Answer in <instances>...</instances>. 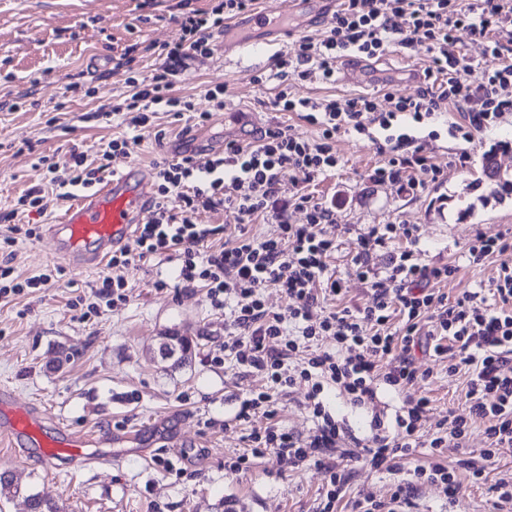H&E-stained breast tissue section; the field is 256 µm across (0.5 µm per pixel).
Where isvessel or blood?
<instances>
[{"label": "vessel or blood", "mask_w": 512, "mask_h": 512, "mask_svg": "<svg viewBox=\"0 0 512 512\" xmlns=\"http://www.w3.org/2000/svg\"><path fill=\"white\" fill-rule=\"evenodd\" d=\"M335 6L336 0H288L286 14L260 12L256 18L292 37L312 21L328 18ZM154 191L153 173L140 167L133 173L113 174L94 191L80 195L58 223L47 227L56 254L79 267L94 265L131 238L133 226L152 205ZM0 436L18 446L21 453L36 451L50 469L65 460H81L89 443L86 436L47 424L34 409L17 406L6 390L0 392Z\"/></svg>", "instance_id": "b4317fda"}]
</instances>
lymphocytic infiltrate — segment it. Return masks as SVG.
<instances>
[{
    "label": "lymphocytic infiltrate",
    "instance_id": "1",
    "mask_svg": "<svg viewBox=\"0 0 512 512\" xmlns=\"http://www.w3.org/2000/svg\"><path fill=\"white\" fill-rule=\"evenodd\" d=\"M255 3L219 0L200 10L190 0H177L179 41L162 45L152 76L126 78L125 97L99 107L100 116L131 131L150 125L159 111L188 112L194 121H208L211 112H195L192 100L174 96L175 79L186 60L211 54L214 38L229 20L252 11ZM460 29L499 60L475 85L464 78L473 61L456 36ZM422 44L431 57L416 96L388 91L317 99L296 91L297 83L308 80L335 82L337 64L345 56L374 59L393 45L411 49ZM275 77L277 110L315 126L316 137L300 138L277 122L253 139L225 143L220 157L186 154L154 161L157 190L150 218L136 227L135 249L113 250L112 273L96 283L93 294L108 304L125 300V272L135 260L175 263L181 283H204L211 306L225 310V357L262 380L261 388L242 401L237 417H257L263 424L252 430L249 453L235 456L231 470H250L253 459L272 454L289 468L308 463L325 471L327 485L313 512H336L343 501L350 512H412L419 483L457 495L461 481L456 469L438 463L420 467L413 481L395 485L389 495L366 492L350 500L344 463L362 461L391 473L420 448L438 456L450 446L463 448L472 415L485 419L489 440L478 459L464 463L473 483L485 481V461L512 447V238L479 236L467 248L469 263L495 256L501 260L489 303L476 291L453 298L440 291L457 268L422 260L413 248L416 225L372 226L359 234L351 258L370 297L365 304L343 306L338 302L342 280L330 267L337 244L324 232L325 225L337 221L336 206L309 187L338 166V134L365 135L373 125L389 130L401 112L417 123L438 112L458 113L459 121L450 123L448 132L466 140L497 127L512 112V0H340L321 38L298 36L279 56ZM376 149L382 161L367 174L373 183L415 192L441 177L413 136L401 134L395 145L380 142ZM49 170V186L62 198L91 186L99 173L77 154ZM218 210L235 216L232 242H217V228L197 220L200 213ZM294 211L305 213V223H291ZM256 224L279 225L280 233L260 237L252 230ZM397 240L403 248L390 252L383 267L372 266L373 254ZM269 288L288 296L286 312L266 306ZM321 336L334 340L333 349L315 348ZM419 351L448 356L449 376H464L468 416L448 414L424 435L421 420L430 401L410 398L395 418L393 436L376 435L368 443L345 447L342 429L323 405L325 389L336 388L357 405L375 402L382 390L401 392L430 376L415 361ZM300 380L308 384L316 421L314 435L306 440L274 421L278 396Z\"/></svg>",
    "mask_w": 512,
    "mask_h": 512
}]
</instances>
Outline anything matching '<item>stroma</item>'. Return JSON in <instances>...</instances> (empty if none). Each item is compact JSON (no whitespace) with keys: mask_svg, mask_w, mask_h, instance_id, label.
I'll return each mask as SVG.
<instances>
[{"mask_svg":"<svg viewBox=\"0 0 512 512\" xmlns=\"http://www.w3.org/2000/svg\"><path fill=\"white\" fill-rule=\"evenodd\" d=\"M176 0H0V236L9 226L30 224L36 233L0 251V262L12 266L20 279L60 266L61 279L48 288H33L0 300V389L36 408L49 421L88 436L91 459L81 466L46 470L37 454L22 456L0 437V474L13 476L16 496H0V512H28L25 497L40 495L60 512H312L326 485L322 470L301 465L282 469L274 456L256 459L247 472L229 469L230 458L242 453L253 425L236 420L241 399L260 385L232 362L214 364L224 340V313L211 307L202 284L173 286L174 264L157 258L141 260L127 274L126 301L100 306L83 316L71 307L76 297L90 298L92 284L109 272L107 265L77 269L55 254L45 236L66 202L47 191V165L70 153L99 162L112 139L126 127L96 117L102 104L125 90L127 77L150 76L156 63L153 47L178 40L174 20ZM271 48L260 57L224 62V39L216 37L213 53L192 62L178 79L174 93L192 98L197 111L209 110V89L223 86L226 111L257 113L264 124L281 122L304 138L317 131L273 104L272 83H253L252 75L276 70L277 58L288 42H276L266 31ZM130 61L117 65L121 49ZM426 46L407 50L397 46L377 59V74L365 83H305L302 92L313 98L371 93L390 85L394 93L416 95L408 83L411 71L429 63ZM456 113L443 112L416 124L394 120L391 134L414 135L424 154L439 167L438 184L411 194L397 185H378L366 174L380 156L367 137L345 133L336 149L341 163L320 178L316 192L335 196L339 223L327 225L338 249L330 260L345 288L343 301L363 304L369 290L351 266L354 240L377 224H415L416 244L429 263H448L458 271L442 285L449 296L489 289L498 259L474 265L467 246L475 236L497 237L512 232V198L497 205L496 222L485 220L479 201L487 192L472 171L481 154L512 138V115L474 142L448 133ZM471 155L467 167L455 166L460 152ZM47 191L44 214L18 210L28 189ZM170 289L157 290V281ZM189 337L192 349L185 362L163 361L156 354L160 336ZM425 381L408 387L414 397H428L430 411L424 426L455 412L467 415L464 381L449 378L439 358L418 355ZM298 385L277 405L280 426L309 438L315 425ZM323 401L348 438L370 437L372 406L356 407L335 390ZM135 440H128L129 431ZM428 452L402 461L392 474L357 466L348 497L361 491L388 495L395 484L412 479L413 471L431 464ZM489 485L463 483L461 491L445 497L441 488L423 484L415 512H494Z\"/></svg>","mask_w":512,"mask_h":512,"instance_id":"35a3bbf8","label":"stroma"}]
</instances>
